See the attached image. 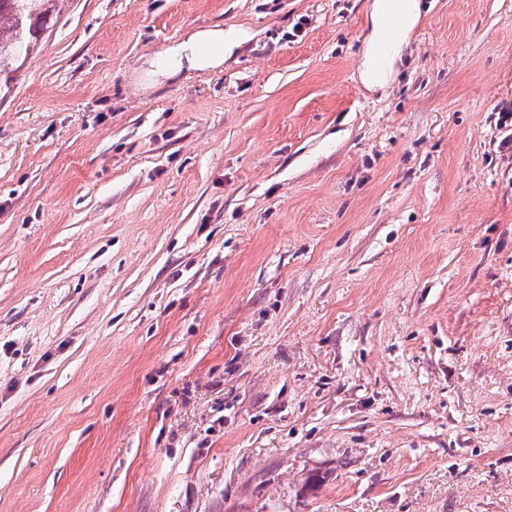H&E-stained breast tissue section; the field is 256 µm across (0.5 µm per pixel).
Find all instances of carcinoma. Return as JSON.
Wrapping results in <instances>:
<instances>
[{
    "label": "carcinoma",
    "mask_w": 512,
    "mask_h": 512,
    "mask_svg": "<svg viewBox=\"0 0 512 512\" xmlns=\"http://www.w3.org/2000/svg\"><path fill=\"white\" fill-rule=\"evenodd\" d=\"M62 0H0V74L17 69L57 18Z\"/></svg>",
    "instance_id": "cac0c4a2"
}]
</instances>
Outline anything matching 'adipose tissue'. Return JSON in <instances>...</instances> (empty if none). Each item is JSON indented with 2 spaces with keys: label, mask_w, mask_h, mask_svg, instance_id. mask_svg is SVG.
Wrapping results in <instances>:
<instances>
[{
  "label": "adipose tissue",
  "mask_w": 512,
  "mask_h": 512,
  "mask_svg": "<svg viewBox=\"0 0 512 512\" xmlns=\"http://www.w3.org/2000/svg\"><path fill=\"white\" fill-rule=\"evenodd\" d=\"M419 0H371L368 20L369 32L364 48L360 78L371 88H385L396 73L401 51L411 32L421 19ZM402 17V24L394 30L393 41L382 68H375L373 53L386 30L389 18ZM248 38L243 29L213 26L192 33L186 40L152 56L142 76L145 83L154 84L178 77L182 72H204L223 65L226 54L232 53Z\"/></svg>",
  "instance_id": "ef3b65f1"
}]
</instances>
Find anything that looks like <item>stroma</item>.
I'll return each mask as SVG.
<instances>
[{
  "mask_svg": "<svg viewBox=\"0 0 512 512\" xmlns=\"http://www.w3.org/2000/svg\"><path fill=\"white\" fill-rule=\"evenodd\" d=\"M369 4L64 0L0 75V512H512V0L383 92ZM248 39L241 28L213 26L198 29L186 40L166 48L148 60L143 81L154 84L174 79L182 72H204L221 67L225 55H230Z\"/></svg>",
  "mask_w": 512,
  "mask_h": 512,
  "instance_id": "35a3bbf8",
  "label": "stroma"
}]
</instances>
